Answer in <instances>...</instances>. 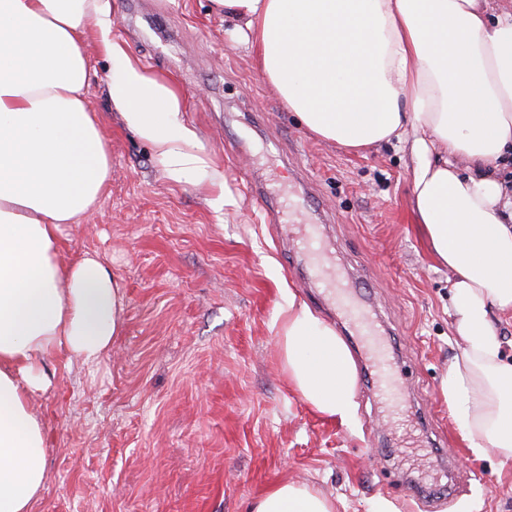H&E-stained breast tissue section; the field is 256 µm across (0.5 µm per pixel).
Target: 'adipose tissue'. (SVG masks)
Returning a JSON list of instances; mask_svg holds the SVG:
<instances>
[{"mask_svg":"<svg viewBox=\"0 0 512 512\" xmlns=\"http://www.w3.org/2000/svg\"><path fill=\"white\" fill-rule=\"evenodd\" d=\"M288 111L346 149L404 144L411 204L448 267L460 353L442 394L474 454L512 462V361L493 323L512 314V17L490 0H212ZM111 60L123 124L174 181L223 187L182 96L112 37L109 0H0V512H31L46 477L31 405L65 350L96 362L121 329L123 291L86 253L66 263L62 227L100 206L112 160L85 97L88 39ZM276 344L289 386L320 416L349 422L355 368L335 330L289 299ZM252 512H336L311 486L270 487Z\"/></svg>","mask_w":512,"mask_h":512,"instance_id":"adipose-tissue-1","label":"adipose tissue"}]
</instances>
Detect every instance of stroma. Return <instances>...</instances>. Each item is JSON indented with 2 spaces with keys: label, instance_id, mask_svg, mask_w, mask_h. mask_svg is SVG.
I'll list each match as a JSON object with an SVG mask.
<instances>
[{
  "label": "stroma",
  "instance_id": "35a3bbf8",
  "mask_svg": "<svg viewBox=\"0 0 512 512\" xmlns=\"http://www.w3.org/2000/svg\"><path fill=\"white\" fill-rule=\"evenodd\" d=\"M112 35L145 68L171 78L213 158L216 190L169 180L148 144L109 104L112 63L88 44V106L112 156L99 209L64 227L61 256L91 252L124 292L122 329L94 365L67 351L46 362L34 408L47 474L33 512H249L273 484L311 485L336 512L387 500L424 512L398 482L435 485L444 454L465 478L436 512H512V462L478 457L441 394L459 353L448 318V269L430 254L410 203L401 143L351 152L316 139L282 105L211 0H111ZM303 198L297 221L319 225L345 280L372 298L413 372L404 388L418 456L408 454L370 383L356 379L351 424L324 418L289 390L276 346L288 297L328 325L319 281L251 199Z\"/></svg>",
  "mask_w": 512,
  "mask_h": 512
}]
</instances>
